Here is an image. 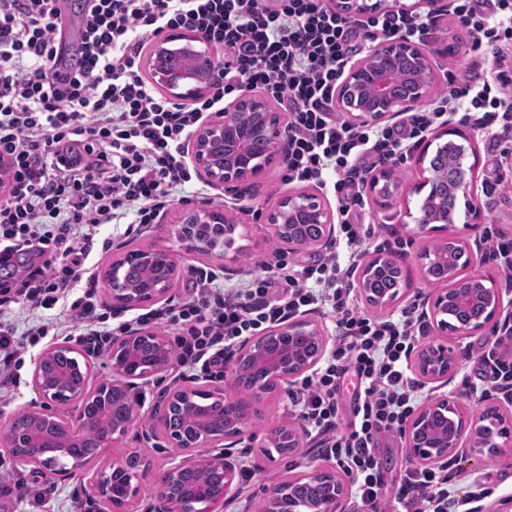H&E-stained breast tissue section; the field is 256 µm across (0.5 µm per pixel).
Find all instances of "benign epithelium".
Here are the masks:
<instances>
[{
    "label": "benign epithelium",
    "instance_id": "1",
    "mask_svg": "<svg viewBox=\"0 0 512 512\" xmlns=\"http://www.w3.org/2000/svg\"><path fill=\"white\" fill-rule=\"evenodd\" d=\"M341 10L363 14L381 10L390 5L412 12L415 5L402 0H335ZM211 43L200 32H178L155 47L146 60L154 81L169 96L176 99L197 98L206 94L214 76L215 57ZM194 56L198 70L206 74L203 80L197 73L180 65V55ZM434 51L405 38L386 39L376 44L361 60L353 63L343 80L337 85L334 104L355 124L373 125L396 114L426 102L437 81L432 57ZM405 64L403 85H397L395 70ZM448 140H443V137ZM264 143L267 150L259 154L254 145ZM451 145L466 164L469 175L460 182L459 195L465 213L476 218L478 156L474 136L457 127L444 125L424 144L413 163L419 170L421 182L414 191L425 187L437 191V183L425 160L431 146ZM192 163L199 176L226 193L260 186L273 167L288 163V119L286 113L276 111L268 99L249 89L222 112L212 113L197 129L188 146ZM395 170L384 168L370 180V188H381L388 193L394 185ZM270 232L296 253L325 244L336 232V212L331 204L315 191L300 190L284 195L277 207L266 213ZM457 216L433 219L420 207L413 217L419 232L442 229L445 238L434 248L424 247L419 255L423 269H428L439 258H448V251L456 256V265L450 278L424 297L426 315L435 331L441 335L453 333L469 335L498 326L497 316L503 306V297L491 277L465 274L463 270L477 261L478 253L469 242L458 237L451 227ZM243 221L223 210H189L185 214L181 237L200 251L208 252L234 243V235ZM140 260L159 269V277L147 285H134L128 281L124 259L112 261L108 277L112 308L128 310L149 307L167 299L180 267L169 251L139 249ZM403 262L387 252L370 256L362 265L358 288L365 289L367 280L374 276H390L403 281ZM480 305L484 316L478 322L452 329L448 326V309L465 310ZM151 345L158 351L154 366L144 369L134 357V348ZM168 340L152 331H134L112 338L110 355L114 378L110 382L91 383V367L95 354L62 342L46 348L34 363L31 381L41 402H33L27 409L30 424H22L11 416L5 423L0 445L11 450L23 464L30 465L52 483H67L77 479L81 490L95 505L98 512H115L133 503L140 491L141 480L149 477L155 501L150 512H215L224 505L240 469L234 455L235 448L245 437L252 408L262 404L269 396L296 383L313 369L321 359L325 340L317 328L304 320H287L267 329L264 333L241 344L232 363L241 359L254 360L268 379L266 385H254L230 369L225 381L234 394L222 388H179L163 395L150 412L156 427L147 429L142 436L148 440L163 439L182 453L181 461L164 470L155 471L151 462L137 451L112 459L107 467L93 473L86 471L88 460L76 449L77 440L87 433L92 421L86 405L92 398L109 394L119 402L137 401L138 381L165 371L170 366L167 358ZM467 354L457 355L441 344L429 343L415 358L418 375L429 382L445 384L458 369ZM201 398H214L226 405L224 430L207 432L198 421L190 422L191 430L167 426L168 418L176 411H187ZM449 409L456 415L451 427L441 426L439 413ZM505 417L495 408L474 417L468 414L465 397L460 394L438 395L418 410L404 429L407 454L413 461L424 464H446L463 453L500 450L499 439L507 435ZM137 424L135 412H126L120 405L112 407V431L99 445L104 455L129 434ZM59 435L56 449L43 453L41 432ZM299 446L297 428L286 424L267 430L264 448L278 447L290 454ZM210 449L207 463L225 477V485L216 494L201 481L186 490V475L199 465V451ZM122 471L125 480L114 486L113 475ZM327 479L331 487L326 495L305 506L306 512H346V488L343 479L328 467H315L293 481H287L268 494L266 512H295L292 492L295 487Z\"/></svg>",
    "mask_w": 512,
    "mask_h": 512
}]
</instances>
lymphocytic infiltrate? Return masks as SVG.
I'll return each instance as SVG.
<instances>
[{
  "label": "lymphocytic infiltrate",
  "mask_w": 512,
  "mask_h": 512,
  "mask_svg": "<svg viewBox=\"0 0 512 512\" xmlns=\"http://www.w3.org/2000/svg\"><path fill=\"white\" fill-rule=\"evenodd\" d=\"M61 0H0V402L9 403L22 354L49 331L89 342L129 332L109 328L94 296L112 248L103 227L128 215L153 223L192 183L189 137L243 88L261 91L288 114L287 182L328 188L339 203V233L325 258L272 261L242 288L216 272L197 274L177 304L142 323L173 327L175 365L224 373L235 344L299 314L323 310L334 344L301 381L291 405L325 458L351 479L353 512H476L481 489L448 492V471L409 467L392 502L382 498L375 448L402 434L418 398L410 358L427 325L416 307L388 320L358 306L352 278L372 243L360 223L371 172L454 119L487 132L490 154L512 153V0H461L455 8L471 47L491 58L482 78L449 87L432 107L383 127L349 123L333 107L336 85L368 41L425 42L433 21L386 12L354 19L327 0H84L69 60L56 59ZM197 29L219 50L209 92L189 103L157 92L142 73L150 40ZM479 371L467 394L512 392V323L476 349ZM351 387L352 420L339 394Z\"/></svg>",
  "instance_id": "lymphocytic-infiltrate-1"
}]
</instances>
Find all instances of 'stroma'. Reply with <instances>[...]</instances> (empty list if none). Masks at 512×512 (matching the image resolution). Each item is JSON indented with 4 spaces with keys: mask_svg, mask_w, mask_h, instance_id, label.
Returning <instances> with one entry per match:
<instances>
[{
    "mask_svg": "<svg viewBox=\"0 0 512 512\" xmlns=\"http://www.w3.org/2000/svg\"><path fill=\"white\" fill-rule=\"evenodd\" d=\"M445 2V7L438 15H431L424 6L418 8L417 14L424 19L432 17L436 20L428 38L429 44L438 46L452 42L456 45L455 53L433 59L443 84L447 85L473 73L476 57L454 13L455 0ZM283 174V169H271L256 191L237 200L225 194L223 190L210 188L213 207L224 208L233 213L241 207L247 210V226L236 239L242 251L235 261L225 259L222 250L219 249L210 253L198 252L189 242L181 239L182 215L186 209L183 199L193 191L189 185L177 189V203L161 212L154 223L140 225L136 233L115 238L107 258L113 261L136 249L172 250L182 268V274L170 292V299L174 302L185 295L193 271L201 268L214 269L225 285H238L254 276L258 270V262L269 258L271 253L280 247L265 224L264 216L267 211L274 209L282 195L291 189L290 184L283 181ZM421 200V194L415 193L386 208L376 201L374 195L369 194L365 197L364 221L371 225L377 237L391 241L403 240L408 244L405 251L406 284L400 288L395 300L388 306L369 308L368 313L372 317L396 316L402 309L422 302L424 296L432 290L431 284L424 279L417 259L426 239L415 231L407 216L408 211L418 209ZM467 223V217H459L455 230L468 240L476 239L480 242L481 261L474 265V272L501 274V267L488 255L487 232L493 228L512 236V191H499L492 206L481 207L477 230H470ZM177 384L175 372L171 369L140 382L138 410L141 425L129 433L124 443L125 448L140 449L157 468L175 465L180 461L181 453L178 449L167 447L162 440H143L140 428L151 425L150 411L158 397ZM493 404L498 405L509 429L504 453L498 457L487 453H469L449 460L448 489L461 496L467 492L470 482H480L487 487L488 493L481 502L479 512H512V401L504 399L502 394L493 390L483 399L468 400L467 408L471 415L476 416ZM296 422L297 418L291 411L289 397L285 394L272 396L261 405L259 414L251 416L249 436L236 446L235 454L241 464L250 467L253 478L247 485L239 481L234 482L226 497L224 512H261L270 488L278 483L298 478L308 467L323 464L324 458L317 439L305 435L301 436L300 446L294 454L274 458L263 454L259 441L265 429L278 424L293 425ZM406 448L405 439L399 437L388 438L382 442L379 457L384 472L385 501H392L397 484L410 465L406 457ZM0 480L9 484L22 481L27 491L26 496L22 498L0 497V512H92L77 482L50 484L33 467L20 463L7 448L1 446Z\"/></svg>",
    "mask_w": 512,
    "mask_h": 512,
    "instance_id": "stroma-1",
    "label": "stroma"
}]
</instances>
